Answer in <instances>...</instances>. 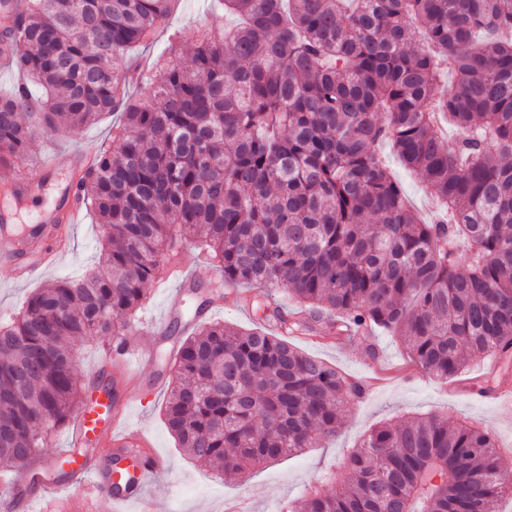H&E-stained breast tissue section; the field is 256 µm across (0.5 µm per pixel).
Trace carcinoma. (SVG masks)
I'll list each match as a JSON object with an SVG mask.
<instances>
[{
  "mask_svg": "<svg viewBox=\"0 0 512 512\" xmlns=\"http://www.w3.org/2000/svg\"><path fill=\"white\" fill-rule=\"evenodd\" d=\"M174 2L16 0L0 18L4 66L27 81L0 95L4 193L39 132L120 114L82 180L104 230L97 270L0 320V459L23 470L47 446L83 402L71 341L120 348L187 235L276 327L203 323L182 340L165 418L204 464L240 475L338 433L366 389L290 341L316 323L371 355L383 330L443 381L490 354L512 371V0H224L236 27L208 29L189 68L170 41L142 78L132 52ZM382 143L438 218L408 205ZM344 471L280 512H502L512 498L493 433L439 413L374 429Z\"/></svg>",
  "mask_w": 512,
  "mask_h": 512,
  "instance_id": "carcinoma-1",
  "label": "carcinoma"
}]
</instances>
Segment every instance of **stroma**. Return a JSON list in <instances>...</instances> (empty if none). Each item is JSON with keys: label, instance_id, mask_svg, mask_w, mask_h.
Wrapping results in <instances>:
<instances>
[{"label": "stroma", "instance_id": "35a3bbf8", "mask_svg": "<svg viewBox=\"0 0 512 512\" xmlns=\"http://www.w3.org/2000/svg\"><path fill=\"white\" fill-rule=\"evenodd\" d=\"M232 24V16L214 0H178L170 18V31L182 34V47L191 50L203 22ZM112 116L79 130L59 127L40 135L30 160L19 169L20 176L42 182L43 191L23 204L17 223L32 224L58 204L59 191L69 177L71 154L98 151L112 140ZM60 158V167L43 172L41 161L50 155ZM70 252L44 272L41 279L21 283L9 269L0 267V319L9 318L41 284L67 279L94 268L102 242V229L92 210H85L82 223L70 230ZM376 356H369L356 343H338L316 336L296 338L306 353L331 364L345 374L365 381L368 393L344 408V425L337 436L318 439L301 454L284 457L250 470L244 476L218 475L216 467L193 460L179 447L164 423V410L172 380L170 366L158 363L151 371L128 377L121 362L107 361L109 340L78 339L75 375L85 395H92L98 376L109 372L117 403L126 404L124 422L143 430L152 451L162 462L145 492L157 503L158 512H225L227 504L246 497L248 512H279L281 505L305 494L322 475L336 471L350 448L386 420H405L436 412L457 421L468 419L489 428L499 448L512 449V412L498 400L477 394L475 386L485 375L483 358L469 364L462 380L444 384L412 368L398 341L388 333L375 331Z\"/></svg>", "mask_w": 512, "mask_h": 512}]
</instances>
